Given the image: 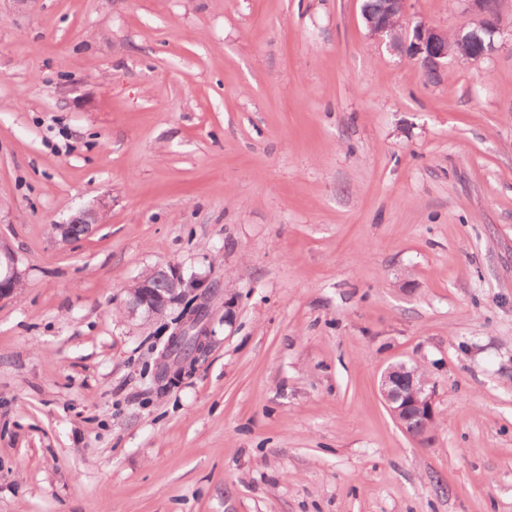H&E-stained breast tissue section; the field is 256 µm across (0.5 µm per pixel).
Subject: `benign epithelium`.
<instances>
[{"label": "benign epithelium", "instance_id": "benign-epithelium-1", "mask_svg": "<svg viewBox=\"0 0 512 512\" xmlns=\"http://www.w3.org/2000/svg\"><path fill=\"white\" fill-rule=\"evenodd\" d=\"M408 0H384L378 11L362 10L366 28L371 36L387 40L394 50L405 49L417 56L425 71L435 77L448 58L478 60L492 49L489 37L500 32L498 4L489 0H467L473 15L471 27L457 31L453 37L448 32L418 24L404 26V32H396L406 19ZM99 210L85 208L70 216L64 224L54 225L61 241L71 242L82 238L98 223ZM157 278L141 280L127 302L132 315L142 311L154 315L187 294L181 274L171 267L158 268ZM24 272L19 268L16 254L0 243V301L12 297ZM206 316L204 307H198L191 317L171 337L164 352L163 363L157 382L166 386L172 380L170 372L182 359L205 351L207 329L201 326ZM381 395L400 426L412 437L423 440L435 423V391L419 369L406 362L389 366L381 380Z\"/></svg>", "mask_w": 512, "mask_h": 512}]
</instances>
